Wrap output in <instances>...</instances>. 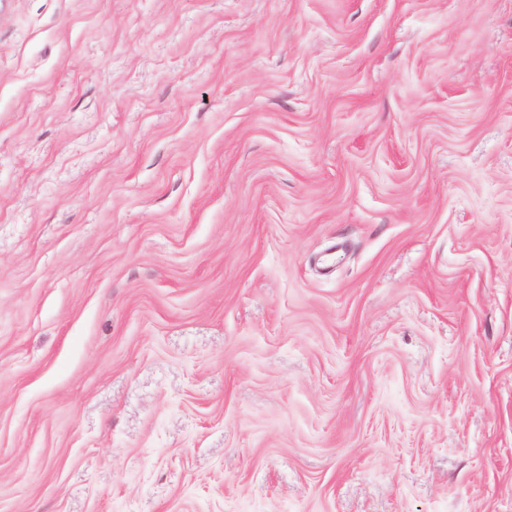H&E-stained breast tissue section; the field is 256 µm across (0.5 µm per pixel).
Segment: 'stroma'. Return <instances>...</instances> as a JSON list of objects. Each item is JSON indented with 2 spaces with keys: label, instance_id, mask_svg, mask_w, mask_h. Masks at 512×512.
I'll return each instance as SVG.
<instances>
[{
  "label": "stroma",
  "instance_id": "obj_1",
  "mask_svg": "<svg viewBox=\"0 0 512 512\" xmlns=\"http://www.w3.org/2000/svg\"><path fill=\"white\" fill-rule=\"evenodd\" d=\"M0 512H512V0H0Z\"/></svg>",
  "mask_w": 512,
  "mask_h": 512
}]
</instances>
